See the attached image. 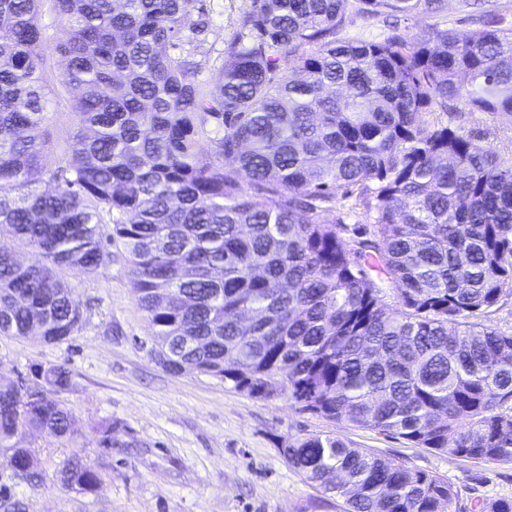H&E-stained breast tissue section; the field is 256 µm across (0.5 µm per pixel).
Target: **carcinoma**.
Wrapping results in <instances>:
<instances>
[{"label": "carcinoma", "instance_id": "obj_1", "mask_svg": "<svg viewBox=\"0 0 512 512\" xmlns=\"http://www.w3.org/2000/svg\"><path fill=\"white\" fill-rule=\"evenodd\" d=\"M443 2L250 0L201 81L191 55L211 0H0V335L78 333L87 307L62 272L93 274L115 246L169 372L252 397L271 379V398L302 412L512 462V333L490 323L512 296V167L427 119L460 102L512 113V28L490 0H461L481 20L461 37L437 20ZM383 14L435 22L409 40L345 36ZM48 42L80 91V129L49 172ZM359 211L369 222L349 223ZM35 375L0 382V447L36 488L13 440L70 433L54 396L70 372ZM283 453L344 512H454L448 482L331 433ZM59 480L100 485L79 457Z\"/></svg>", "mask_w": 512, "mask_h": 512}]
</instances>
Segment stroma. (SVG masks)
<instances>
[{"label":"stroma","mask_w":512,"mask_h":512,"mask_svg":"<svg viewBox=\"0 0 512 512\" xmlns=\"http://www.w3.org/2000/svg\"><path fill=\"white\" fill-rule=\"evenodd\" d=\"M249 5L217 0L198 60L213 63L233 34L236 15ZM76 96L72 89L51 100L47 167L56 165L79 125ZM442 120L512 166V114L472 112L463 105ZM75 285L88 308L79 333L60 343L0 335V379L31 382L35 369L55 365L72 375L71 386L58 395L72 415L71 434L29 430L16 439L18 447L31 450L43 484L34 488L16 476L13 450L0 447V487L22 500L27 512H341L282 452L289 437L323 433L438 475L453 485L459 504L512 499V463L414 448L343 420L301 412L283 399L251 397L192 370L170 373L156 355L122 252H113L108 266ZM104 423L121 429L119 443L109 448L99 444L97 428ZM75 455L100 474L97 492L59 481L60 469Z\"/></svg>","instance_id":"obj_1"}]
</instances>
